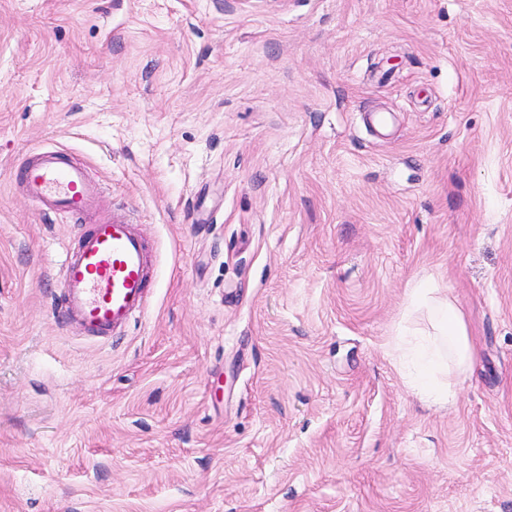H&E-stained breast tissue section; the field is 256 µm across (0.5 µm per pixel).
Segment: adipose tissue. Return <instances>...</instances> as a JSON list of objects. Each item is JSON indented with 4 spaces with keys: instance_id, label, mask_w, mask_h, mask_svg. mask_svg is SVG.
<instances>
[{
    "instance_id": "1",
    "label": "adipose tissue",
    "mask_w": 512,
    "mask_h": 512,
    "mask_svg": "<svg viewBox=\"0 0 512 512\" xmlns=\"http://www.w3.org/2000/svg\"><path fill=\"white\" fill-rule=\"evenodd\" d=\"M407 312L424 311L425 329L418 338L399 331L392 350L403 377L425 404L442 409L455 408L461 378L471 370L474 347L463 315L455 302L428 280L408 292Z\"/></svg>"
}]
</instances>
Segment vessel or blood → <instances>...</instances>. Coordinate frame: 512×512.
<instances>
[{
  "label": "vessel or blood",
  "mask_w": 512,
  "mask_h": 512,
  "mask_svg": "<svg viewBox=\"0 0 512 512\" xmlns=\"http://www.w3.org/2000/svg\"><path fill=\"white\" fill-rule=\"evenodd\" d=\"M17 176L29 198L45 211L93 218L62 263L61 316L106 335L143 315L155 278L146 240L136 224L97 216L99 189L84 164L55 150L36 149Z\"/></svg>",
  "instance_id": "obj_1"
}]
</instances>
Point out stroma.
Wrapping results in <instances>:
<instances>
[{"instance_id": "stroma-1", "label": "stroma", "mask_w": 512, "mask_h": 512, "mask_svg": "<svg viewBox=\"0 0 512 512\" xmlns=\"http://www.w3.org/2000/svg\"><path fill=\"white\" fill-rule=\"evenodd\" d=\"M35 147L150 245L121 334L56 318ZM422 278L449 411L390 354ZM0 512H512V0H0ZM423 310L427 328L397 333L392 350L413 393L428 406L448 410L458 402L461 378L471 370L474 347L455 302L430 280L409 289L406 312ZM406 336H420L409 339Z\"/></svg>"}]
</instances>
